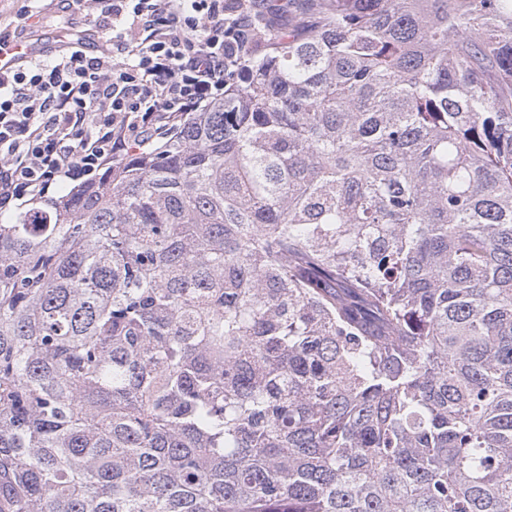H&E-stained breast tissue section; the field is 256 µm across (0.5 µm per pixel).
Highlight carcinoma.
I'll use <instances>...</instances> for the list:
<instances>
[{
    "label": "carcinoma",
    "mask_w": 512,
    "mask_h": 512,
    "mask_svg": "<svg viewBox=\"0 0 512 512\" xmlns=\"http://www.w3.org/2000/svg\"><path fill=\"white\" fill-rule=\"evenodd\" d=\"M303 2L0 224V512H512V0Z\"/></svg>",
    "instance_id": "obj_1"
}]
</instances>
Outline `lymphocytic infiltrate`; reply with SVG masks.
I'll return each instance as SVG.
<instances>
[{
  "label": "lymphocytic infiltrate",
  "instance_id": "1",
  "mask_svg": "<svg viewBox=\"0 0 512 512\" xmlns=\"http://www.w3.org/2000/svg\"><path fill=\"white\" fill-rule=\"evenodd\" d=\"M65 45L0 65V213L176 136L224 95L256 11L238 0H85Z\"/></svg>",
  "mask_w": 512,
  "mask_h": 512
}]
</instances>
